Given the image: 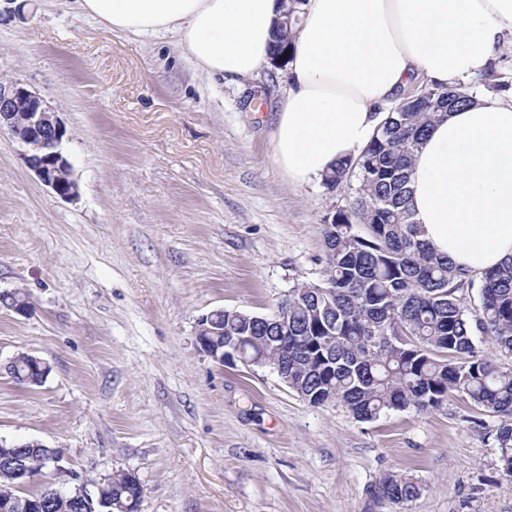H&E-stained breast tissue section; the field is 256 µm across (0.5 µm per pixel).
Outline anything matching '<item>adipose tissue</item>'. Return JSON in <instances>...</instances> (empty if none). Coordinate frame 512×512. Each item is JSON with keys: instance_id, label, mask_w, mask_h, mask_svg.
Instances as JSON below:
<instances>
[{"instance_id": "ef3b65f1", "label": "adipose tissue", "mask_w": 512, "mask_h": 512, "mask_svg": "<svg viewBox=\"0 0 512 512\" xmlns=\"http://www.w3.org/2000/svg\"><path fill=\"white\" fill-rule=\"evenodd\" d=\"M112 31L176 37L210 76L269 64L281 0H76ZM293 35L274 159L321 180L371 140L381 108L415 78L467 84L512 40V0H306ZM415 219L437 253L480 273L512 260V101L477 94L437 122L414 157Z\"/></svg>"}]
</instances>
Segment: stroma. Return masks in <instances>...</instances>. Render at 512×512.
I'll use <instances>...</instances> for the list:
<instances>
[{
	"mask_svg": "<svg viewBox=\"0 0 512 512\" xmlns=\"http://www.w3.org/2000/svg\"><path fill=\"white\" fill-rule=\"evenodd\" d=\"M0 81L36 92L67 129L66 200L0 135V440L63 451L66 469L129 471L138 512H512L498 416L451 393L439 409L360 422L271 369L225 366L198 318L267 312L320 281L321 225L346 196L288 181L271 128L286 73L197 71L172 37L108 31L74 0H0ZM44 359L45 383L8 374ZM29 356L32 355L23 353L16 356L9 366V372L18 384L34 389L45 383L50 368L38 357H31L35 363L43 365L41 370L42 366L35 364ZM386 481L382 484L380 491L382 496L390 503L404 504L414 499L419 493L417 486L402 479H392L390 486L385 484Z\"/></svg>",
	"mask_w": 512,
	"mask_h": 512,
	"instance_id": "stroma-1",
	"label": "stroma"
}]
</instances>
